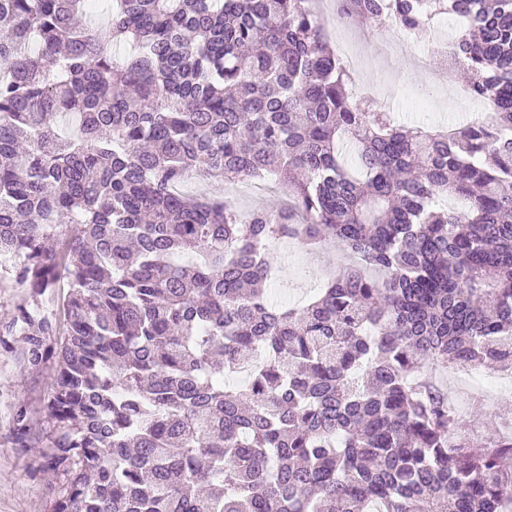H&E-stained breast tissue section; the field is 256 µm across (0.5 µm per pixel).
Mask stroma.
<instances>
[{
  "mask_svg": "<svg viewBox=\"0 0 512 512\" xmlns=\"http://www.w3.org/2000/svg\"><path fill=\"white\" fill-rule=\"evenodd\" d=\"M317 9L328 22V38L337 54L355 60L359 79L374 88L375 110L393 113L401 124L430 128L448 120L464 123L479 111L474 102L457 100L464 71L448 74L423 48L401 49L402 35L389 25L366 32L335 21L336 0H318ZM180 192L192 197L228 199L240 215L269 208L284 197L283 191L255 188L252 181H207L192 175ZM268 259L274 279L268 288L275 303L300 305L322 286L327 274L344 262L343 253L330 249L310 253L293 242L270 246ZM54 297L35 296L13 280L0 277V512H53L65 482L43 469L38 456L52 433L44 407L56 372L54 360L30 365L25 344L12 316L21 309L50 307ZM449 401L461 407L460 418L473 431L502 428L512 417V379L487 369L466 373L448 371L442 376ZM25 411L24 427H17V411Z\"/></svg>",
  "mask_w": 512,
  "mask_h": 512,
  "instance_id": "obj_1",
  "label": "stroma"
}]
</instances>
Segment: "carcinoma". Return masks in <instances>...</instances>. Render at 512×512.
I'll return each instance as SVG.
<instances>
[{
    "instance_id": "carcinoma-1",
    "label": "carcinoma",
    "mask_w": 512,
    "mask_h": 512,
    "mask_svg": "<svg viewBox=\"0 0 512 512\" xmlns=\"http://www.w3.org/2000/svg\"><path fill=\"white\" fill-rule=\"evenodd\" d=\"M312 2L114 0L102 25L0 0V254L69 288L63 332L14 320L33 365L60 336L54 512H512V436L463 434L426 374L512 372V0H336L406 35L466 23L448 65L490 110L448 131L354 103ZM193 173L288 202L242 219L178 191ZM282 240L356 262L278 306Z\"/></svg>"
}]
</instances>
